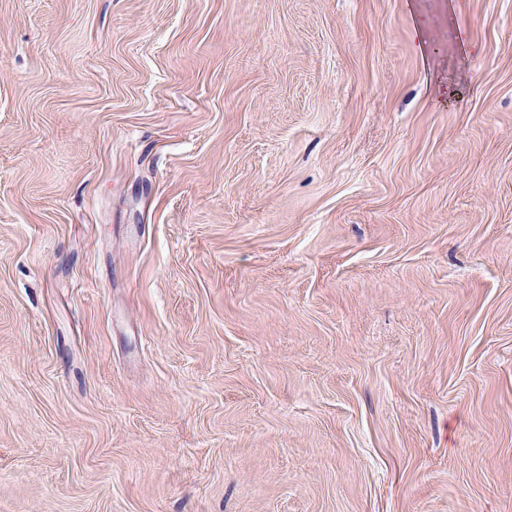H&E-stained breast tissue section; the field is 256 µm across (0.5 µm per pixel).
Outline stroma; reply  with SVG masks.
Instances as JSON below:
<instances>
[{"label":"stroma","mask_w":512,"mask_h":512,"mask_svg":"<svg viewBox=\"0 0 512 512\" xmlns=\"http://www.w3.org/2000/svg\"><path fill=\"white\" fill-rule=\"evenodd\" d=\"M0 512H512V0H0Z\"/></svg>","instance_id":"35a3bbf8"}]
</instances>
